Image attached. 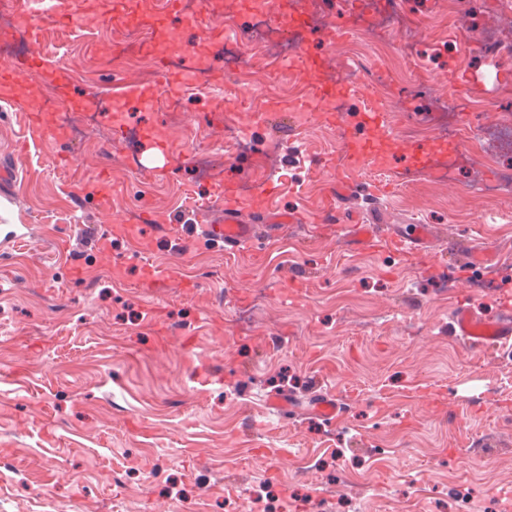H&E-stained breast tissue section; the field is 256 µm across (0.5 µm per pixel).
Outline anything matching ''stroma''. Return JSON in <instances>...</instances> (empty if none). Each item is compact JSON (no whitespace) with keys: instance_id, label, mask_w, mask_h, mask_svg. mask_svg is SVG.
<instances>
[{"instance_id":"obj_1","label":"stroma","mask_w":512,"mask_h":512,"mask_svg":"<svg viewBox=\"0 0 512 512\" xmlns=\"http://www.w3.org/2000/svg\"><path fill=\"white\" fill-rule=\"evenodd\" d=\"M0 41L39 51L40 69L0 95V225L27 236L0 245V512H504L512 501V348L482 351L454 336L453 305L485 314L512 298V201L481 193L512 175V149L431 178L415 143L455 156L474 131L512 128V61L485 40L512 42V0H376L350 33L320 42L336 0H197V16L162 0H87L94 25L51 22L52 0H10ZM304 26L284 31L276 9ZM223 30L222 42L209 37ZM182 53L159 69L157 50ZM266 55L249 69V49ZM324 57L319 72L308 61ZM209 61L199 82L198 58ZM293 63L288 82L277 79ZM69 93L118 96L180 76L153 107L126 99L125 132L109 117L67 116L71 137H32L25 112ZM351 84L340 112L303 111L312 82ZM383 100L390 137L355 118ZM468 99L455 135L410 138L426 111ZM247 129L242 151L226 125ZM169 147L171 174L148 175L147 130ZM367 144L390 171L347 169L349 224H430L442 267L421 274L401 252L348 247L319 224L346 153ZM217 156L218 170L201 168ZM112 194L97 193L100 170ZM79 172L82 199L68 184ZM248 207L262 184L273 208L302 216L259 253L231 252L204 233L221 216L220 182ZM388 181L386 196L372 192ZM148 210L157 230L139 223ZM497 265L465 276L480 243ZM169 272L161 287L147 271ZM343 404L334 424L310 413L315 395ZM290 395L279 418L268 399Z\"/></svg>"}]
</instances>
